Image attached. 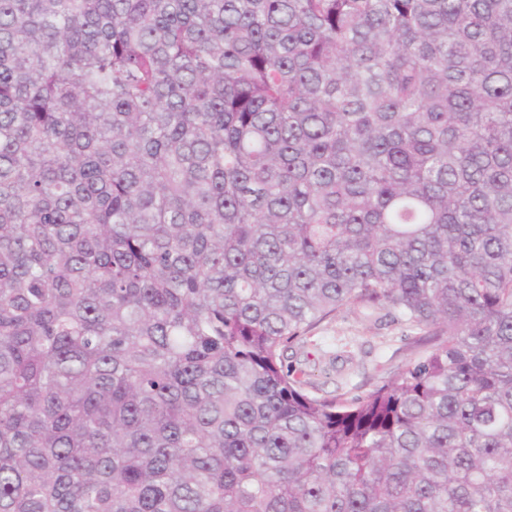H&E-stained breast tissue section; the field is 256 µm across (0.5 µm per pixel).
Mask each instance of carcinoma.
I'll list each match as a JSON object with an SVG mask.
<instances>
[{"mask_svg": "<svg viewBox=\"0 0 512 512\" xmlns=\"http://www.w3.org/2000/svg\"><path fill=\"white\" fill-rule=\"evenodd\" d=\"M0 512H512V0H0ZM425 334L386 310L343 308L289 349L284 363L307 382L308 391L329 397L362 395L399 373Z\"/></svg>", "mask_w": 512, "mask_h": 512, "instance_id": "obj_1", "label": "carcinoma"}]
</instances>
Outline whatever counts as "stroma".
I'll return each instance as SVG.
<instances>
[{
	"label": "stroma",
	"instance_id": "obj_1",
	"mask_svg": "<svg viewBox=\"0 0 512 512\" xmlns=\"http://www.w3.org/2000/svg\"><path fill=\"white\" fill-rule=\"evenodd\" d=\"M422 336L387 311L344 308L289 349L285 363L308 390L329 397L362 395L399 373Z\"/></svg>",
	"mask_w": 512,
	"mask_h": 512
}]
</instances>
